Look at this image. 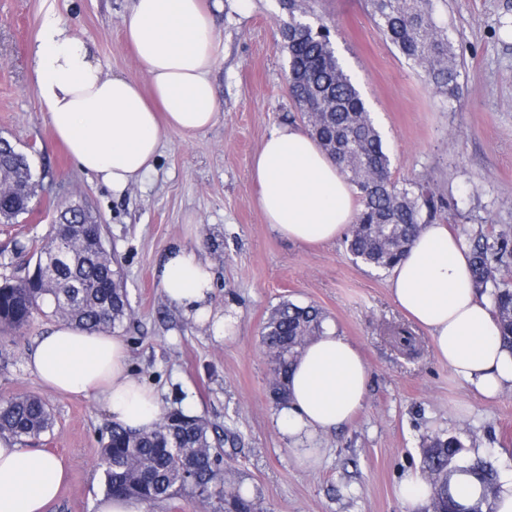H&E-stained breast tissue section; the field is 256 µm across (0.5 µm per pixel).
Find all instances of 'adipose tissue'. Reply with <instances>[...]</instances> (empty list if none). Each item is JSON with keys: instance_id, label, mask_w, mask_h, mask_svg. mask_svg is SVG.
<instances>
[{"instance_id": "adipose-tissue-1", "label": "adipose tissue", "mask_w": 512, "mask_h": 512, "mask_svg": "<svg viewBox=\"0 0 512 512\" xmlns=\"http://www.w3.org/2000/svg\"><path fill=\"white\" fill-rule=\"evenodd\" d=\"M125 43L146 69L149 88L105 72L91 46L46 16L31 48V77L55 136L77 167L112 190L141 182L152 169L163 129L200 132L217 121L221 103L211 81L216 39L202 0H132ZM258 207L283 238L335 240L356 220L359 203L346 175L309 132L283 126L265 139L252 163ZM168 301L210 324L215 337L233 335L237 318L213 312V273L200 248L176 247L160 270ZM394 303L425 328L440 361L476 396L512 390V353L497 339L490 302L475 288L469 250L447 225L429 224L390 271ZM121 336L59 322L35 340L25 360L51 392L99 402L131 431L154 424L156 391L136 379ZM369 369L359 348L335 326L309 341L288 375L279 429L296 455L316 460L310 437L336 430L364 407ZM63 463L39 448L0 437V512H44L57 496Z\"/></svg>"}]
</instances>
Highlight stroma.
Wrapping results in <instances>:
<instances>
[{"instance_id":"obj_1","label":"stroma","mask_w":512,"mask_h":512,"mask_svg":"<svg viewBox=\"0 0 512 512\" xmlns=\"http://www.w3.org/2000/svg\"><path fill=\"white\" fill-rule=\"evenodd\" d=\"M384 137L396 180L428 185L448 203L440 221L459 237L512 229V0H447L443 19L460 67L446 99L375 27L369 0H307ZM132 0H0V135L30 152L42 176L32 209L0 224V250L14 239L43 245L63 201H82L104 227L122 271L132 318L120 331L133 374L157 390L163 409L180 405L235 440L224 461L268 512H411L397 488L420 474V449L458 435L466 454L492 455L512 475V391L485 401L441 363L427 331L415 350L390 335L410 320L393 302L389 274L354 262L343 239L319 245L280 237L257 206L252 161L277 127L299 124L286 90L281 0H204L215 20L211 78L223 110L208 130L164 131L152 173L120 194L83 173L51 129L29 74L30 49L46 14L92 45L112 75L147 85L122 41ZM203 245L214 271V310L234 309L235 336L216 340L170 305L158 270L175 246ZM314 304L361 350L368 399L349 424L315 441L313 464L295 456L270 395L261 331L281 301ZM56 323L35 316L0 333V396L34 394L50 405L52 430L38 448L60 459L62 512H97L104 494L96 462L110 420L90 399L49 392L25 353Z\"/></svg>"}]
</instances>
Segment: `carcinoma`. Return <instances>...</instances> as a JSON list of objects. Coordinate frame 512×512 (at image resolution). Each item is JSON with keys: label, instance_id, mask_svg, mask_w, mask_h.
I'll list each match as a JSON object with an SVG mask.
<instances>
[{"label": "carcinoma", "instance_id": "1", "mask_svg": "<svg viewBox=\"0 0 512 512\" xmlns=\"http://www.w3.org/2000/svg\"><path fill=\"white\" fill-rule=\"evenodd\" d=\"M435 0H372V20L382 34L442 95L456 96L460 73L448 29L434 16ZM288 24L280 29L288 54L290 96L310 134L348 175L357 189L360 212L345 238L354 260L389 270L408 251L423 228L434 223L444 203L417 182L392 178L391 160L381 132L351 76L336 55L324 23L304 20L302 0H282ZM38 184L29 157L18 158L0 136V223L13 224L31 211ZM74 224L51 225L50 240L33 251L32 270L0 282V327L20 330L43 312L92 331L118 332L131 318L123 276L107 249L103 225L86 206ZM471 273L480 295L489 300L502 345L512 350V235L468 236ZM326 317L314 305L283 301L270 313L261 343L277 377L274 401L286 402L283 380L299 350L321 330ZM49 404L36 395L0 398V435L21 444L51 431ZM225 439L204 418L181 407L162 413L150 429L132 432L114 423L102 441L98 466L105 493L154 503L188 491L223 512H265L262 502L243 495L230 467L214 463ZM464 445L437 435L422 449L421 469L432 488L424 512H495L501 473L489 460L463 459Z\"/></svg>", "mask_w": 512, "mask_h": 512}]
</instances>
